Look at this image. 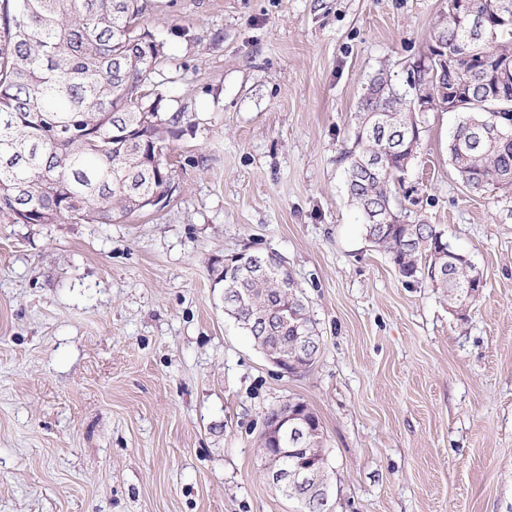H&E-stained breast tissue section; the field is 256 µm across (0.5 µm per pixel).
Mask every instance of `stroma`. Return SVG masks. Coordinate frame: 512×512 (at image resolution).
I'll list each match as a JSON object with an SVG mask.
<instances>
[{
    "label": "stroma",
    "mask_w": 512,
    "mask_h": 512,
    "mask_svg": "<svg viewBox=\"0 0 512 512\" xmlns=\"http://www.w3.org/2000/svg\"><path fill=\"white\" fill-rule=\"evenodd\" d=\"M146 82L188 113L157 210L0 223V512H297L264 417L319 416L328 512H512V198L465 188L433 112L396 190L483 275L464 315L365 237L339 156L378 70L445 0H151ZM274 252L321 336L289 375L224 313L227 256Z\"/></svg>",
    "instance_id": "stroma-1"
}]
</instances>
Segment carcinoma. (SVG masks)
<instances>
[{
    "mask_svg": "<svg viewBox=\"0 0 512 512\" xmlns=\"http://www.w3.org/2000/svg\"><path fill=\"white\" fill-rule=\"evenodd\" d=\"M457 0L435 23L428 52L407 72L406 88L379 71L355 112L354 142L340 156L351 204L364 219L366 238L387 253L407 282L441 288L451 308L468 306L466 270L448 253L434 224L392 207L393 188L416 158L428 113L441 112L439 83H451L462 101L448 142L450 161L472 192L488 187L512 194V80L497 79L489 61L512 65V24L500 22L488 0H467L483 19L481 38ZM149 0H0V221L12 224H112L144 211L139 193L171 191L166 141L189 116L161 111V96L145 91L164 56V44L142 28ZM444 45L467 59L448 71L435 57ZM125 118L129 147L112 142L113 117ZM493 121L505 139L471 144ZM265 272H224V289L244 294L234 318L259 347L286 352L299 327L260 323L276 308L307 314L280 258L264 254Z\"/></svg>",
    "mask_w": 512,
    "mask_h": 512,
    "instance_id": "obj_1",
    "label": "carcinoma"
}]
</instances>
